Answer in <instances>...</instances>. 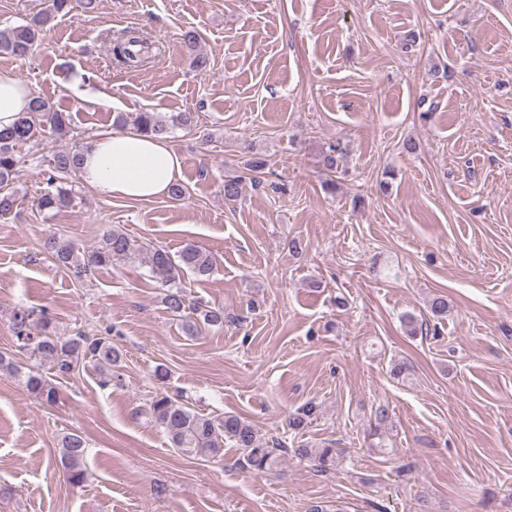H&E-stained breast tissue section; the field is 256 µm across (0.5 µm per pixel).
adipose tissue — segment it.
<instances>
[{"label":"adipose tissue","instance_id":"1","mask_svg":"<svg viewBox=\"0 0 512 512\" xmlns=\"http://www.w3.org/2000/svg\"><path fill=\"white\" fill-rule=\"evenodd\" d=\"M31 97L29 86L13 72L0 69V130L13 126ZM82 155L80 176L91 189L133 201L166 195L182 169L179 155L165 141L127 130L95 136Z\"/></svg>","mask_w":512,"mask_h":512}]
</instances>
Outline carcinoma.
I'll return each mask as SVG.
<instances>
[{
  "label": "carcinoma",
  "mask_w": 512,
  "mask_h": 512,
  "mask_svg": "<svg viewBox=\"0 0 512 512\" xmlns=\"http://www.w3.org/2000/svg\"><path fill=\"white\" fill-rule=\"evenodd\" d=\"M71 9V0H48L44 12L31 22L0 28V54L18 58L26 56L51 17L67 14ZM109 47L113 59L121 65H140L151 58V42L146 34L137 30L114 32L109 39ZM117 123L122 127L130 124L136 132L164 139L175 128L191 126L192 120L187 112L168 117L158 112H139L132 120L121 117ZM46 127L55 135L65 138L71 131L70 115L55 108L47 99L35 95L29 111L23 113L12 128L0 131L1 215L9 214L17 207V197L11 190V184L24 162L19 147L31 141ZM79 161L77 149L53 156L50 173L39 199L41 208L61 209L72 202L68 176L78 172ZM43 247L77 279L117 261L143 255V249L137 241L118 227L106 232L98 244L89 250H80L71 241L51 233L44 239ZM146 263L167 286L164 296L167 309L178 316L189 314L184 324L187 335H197L202 324H224L222 311L205 309L191 302L181 285V274L186 270L198 277L211 274L216 259L210 251L188 243L174 257L167 250L158 248L146 254ZM50 327L51 318L46 311L37 315L30 308L16 309L11 319L16 350L26 354L30 360L50 365L61 376L74 372L81 361L88 359L102 369L104 382L112 381V365L120 361L121 354L112 344L111 337L90 335L84 331L72 336H56L49 332ZM23 382L31 393L43 401L49 404L55 402L56 388L36 367H29ZM146 414L154 425L167 433L176 448L187 453L215 457L223 450L224 442L229 441L240 452L239 462L246 469L264 472L275 461L274 449L258 439L253 425L239 416L226 415L222 419L205 417L165 393L152 398ZM59 445L61 464L69 481L78 486L85 479L83 465L86 440L79 433L68 432L61 437ZM301 452L304 456L312 457L322 473L329 472L336 462V449L328 446L314 451L303 448Z\"/></svg>",
  "instance_id": "cac0c4a2"
}]
</instances>
